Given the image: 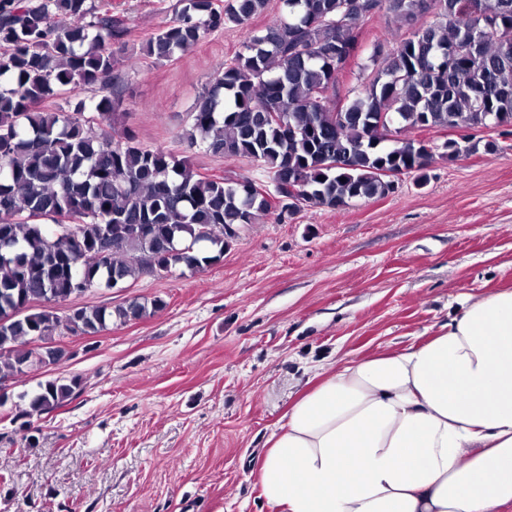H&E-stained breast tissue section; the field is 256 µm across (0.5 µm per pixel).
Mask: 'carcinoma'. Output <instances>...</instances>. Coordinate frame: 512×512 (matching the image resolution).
<instances>
[{
    "instance_id": "1",
    "label": "carcinoma",
    "mask_w": 512,
    "mask_h": 512,
    "mask_svg": "<svg viewBox=\"0 0 512 512\" xmlns=\"http://www.w3.org/2000/svg\"><path fill=\"white\" fill-rule=\"evenodd\" d=\"M283 0L284 13L242 42L199 95L188 149L244 158L257 178H210L161 148L111 129L125 73L117 51L126 21L95 0H0V380L39 362L29 337L95 336L112 319L139 320L166 306L137 299L112 313L80 307L63 317L33 310L49 292L66 299L159 268L199 269L224 257V227L255 224L299 205L339 209L397 189L385 172L416 174L435 156L476 149L448 139L441 153L407 129L512 125V0H431L416 27L415 0ZM146 53L173 61L204 35L244 28L269 0H179ZM381 15L408 34L392 44L359 39ZM365 56L367 81L336 95V48ZM90 90L72 113L37 104L60 91ZM103 259L92 260L99 251ZM80 381L47 379L14 419L62 407Z\"/></svg>"
}]
</instances>
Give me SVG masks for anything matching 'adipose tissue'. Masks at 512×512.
<instances>
[{
  "label": "adipose tissue",
  "mask_w": 512,
  "mask_h": 512,
  "mask_svg": "<svg viewBox=\"0 0 512 512\" xmlns=\"http://www.w3.org/2000/svg\"><path fill=\"white\" fill-rule=\"evenodd\" d=\"M255 473L273 512H498L512 504V289L441 332L317 368Z\"/></svg>",
  "instance_id": "ef3b65f1"
}]
</instances>
